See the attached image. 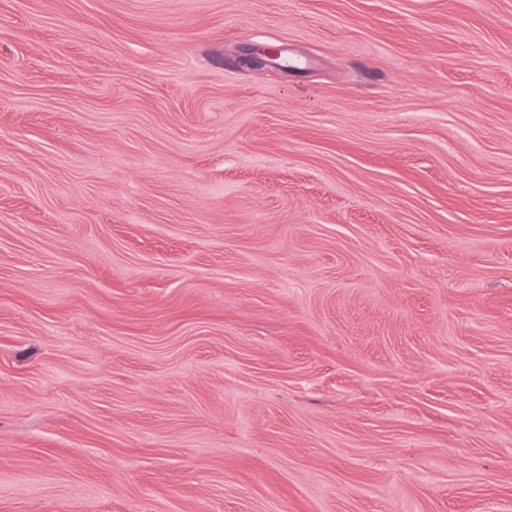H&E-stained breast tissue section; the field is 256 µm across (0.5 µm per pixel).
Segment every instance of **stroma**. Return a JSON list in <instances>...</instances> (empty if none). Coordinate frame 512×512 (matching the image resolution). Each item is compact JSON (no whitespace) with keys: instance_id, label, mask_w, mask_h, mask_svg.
I'll return each mask as SVG.
<instances>
[{"instance_id":"obj_1","label":"stroma","mask_w":512,"mask_h":512,"mask_svg":"<svg viewBox=\"0 0 512 512\" xmlns=\"http://www.w3.org/2000/svg\"><path fill=\"white\" fill-rule=\"evenodd\" d=\"M0 512H512V0H0Z\"/></svg>"}]
</instances>
